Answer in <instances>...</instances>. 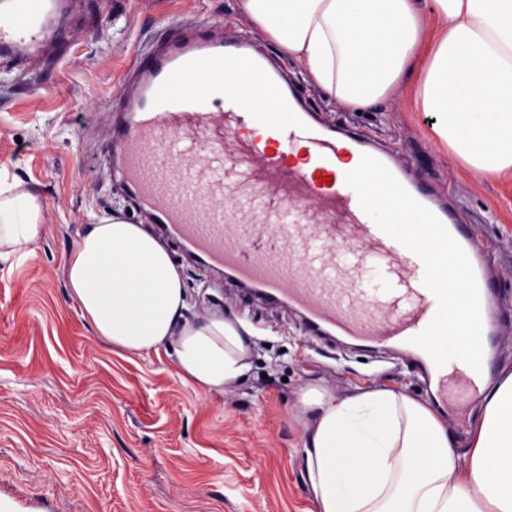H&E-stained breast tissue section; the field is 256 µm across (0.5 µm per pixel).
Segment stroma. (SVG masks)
<instances>
[{
	"instance_id": "35a3bbf8",
	"label": "stroma",
	"mask_w": 512,
	"mask_h": 512,
	"mask_svg": "<svg viewBox=\"0 0 512 512\" xmlns=\"http://www.w3.org/2000/svg\"><path fill=\"white\" fill-rule=\"evenodd\" d=\"M183 18L257 44L328 124L398 153L439 193L454 191L512 306V181L466 172L434 134L435 116L410 108L411 84L359 112L310 83L239 0H75L62 60L46 47L0 67V185L38 198L43 224L36 242L0 258V512H312L302 450L311 419L298 407L311 388L403 392L454 420L464 442L481 419L483 399L430 398L411 363L307 342L288 310L243 297L174 242L165 248L189 317L247 329L245 376L210 393L181 380L173 343L139 356L95 335L64 260L89 225L141 221L106 149L109 106L139 54Z\"/></svg>"
}]
</instances>
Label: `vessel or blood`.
<instances>
[{"label": "vessel or blood", "mask_w": 512, "mask_h": 512, "mask_svg": "<svg viewBox=\"0 0 512 512\" xmlns=\"http://www.w3.org/2000/svg\"><path fill=\"white\" fill-rule=\"evenodd\" d=\"M64 7V0H0V63L21 64L57 34ZM228 72L240 78L231 96ZM286 85L247 44L212 26L172 24L137 60L112 125V160L129 197L161 236L245 293L292 312L310 339L410 360L441 393L457 376L478 387L484 373L459 360L436 366L411 344L438 307L424 264L361 209L339 165L365 154L382 162L464 249L479 287L487 365L491 337L512 335V308L497 299L498 270L478 238L396 155L335 130ZM376 271L389 283L381 294L368 286Z\"/></svg>", "instance_id": "b4317fda"}]
</instances>
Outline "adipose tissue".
Here are the masks:
<instances>
[{"mask_svg": "<svg viewBox=\"0 0 512 512\" xmlns=\"http://www.w3.org/2000/svg\"><path fill=\"white\" fill-rule=\"evenodd\" d=\"M242 10L343 105H377L413 80V107L437 116V137L465 170L512 177V0H432L427 11L420 0H242ZM41 230L36 198L0 195V246L34 242ZM65 270L112 346L143 355L175 341L181 379L210 392L248 372L239 328L188 317L175 264L141 226L90 225ZM485 400L461 467L454 436L416 399L388 388L306 391L317 512H512V373Z\"/></svg>", "mask_w": 512, "mask_h": 512, "instance_id": "1", "label": "adipose tissue"}]
</instances>
